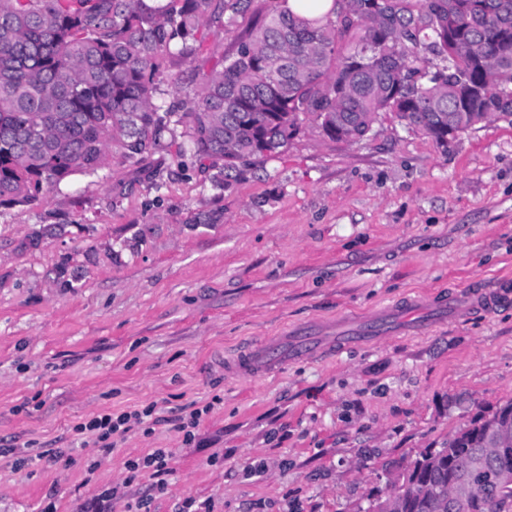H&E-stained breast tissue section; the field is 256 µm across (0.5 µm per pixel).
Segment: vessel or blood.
<instances>
[{"instance_id": "1", "label": "vessel or blood", "mask_w": 512, "mask_h": 512, "mask_svg": "<svg viewBox=\"0 0 512 512\" xmlns=\"http://www.w3.org/2000/svg\"><path fill=\"white\" fill-rule=\"evenodd\" d=\"M501 301V295L491 291L453 294L449 296L447 303L430 304V320L415 322L411 315L418 302L409 299L370 315H351L324 324L322 333L318 336L307 335L305 330L299 329L291 336L262 340L240 351L227 364L226 369L245 379H261L292 361L334 352L339 354L358 346L373 344L405 329L423 332L439 324L447 315L457 316L472 310L488 312Z\"/></svg>"}]
</instances>
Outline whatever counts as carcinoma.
<instances>
[{
  "label": "carcinoma",
  "mask_w": 512,
  "mask_h": 512,
  "mask_svg": "<svg viewBox=\"0 0 512 512\" xmlns=\"http://www.w3.org/2000/svg\"><path fill=\"white\" fill-rule=\"evenodd\" d=\"M288 2L0 0V205L94 175L114 151L134 160L175 144L158 60L197 54L202 28L225 32L247 15L222 68L181 102L194 154L226 178L241 160L287 149L303 116L331 140L339 117L344 140L358 142L392 112L446 151L512 115V0H332L312 18ZM511 416L512 400L477 416L400 478L448 485L484 447L487 425ZM497 472L482 473L489 493L458 512H512ZM440 507L408 498L405 512Z\"/></svg>",
  "instance_id": "1"
}]
</instances>
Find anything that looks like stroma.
Segmentation results:
<instances>
[{"instance_id":"stroma-1","label":"stroma","mask_w":512,"mask_h":512,"mask_svg":"<svg viewBox=\"0 0 512 512\" xmlns=\"http://www.w3.org/2000/svg\"><path fill=\"white\" fill-rule=\"evenodd\" d=\"M236 32L202 31L174 74L218 68ZM183 151L113 156L32 204L0 206V512H82L119 484L176 512H365L388 473L479 411L512 399V298L330 359L246 381L248 342L406 297L478 286L512 295V125L489 120L441 149L393 114L334 141L304 118L287 149L232 178ZM156 404L160 423L110 452L72 426ZM210 405L184 444L179 416ZM171 455L164 491L127 461Z\"/></svg>"}]
</instances>
